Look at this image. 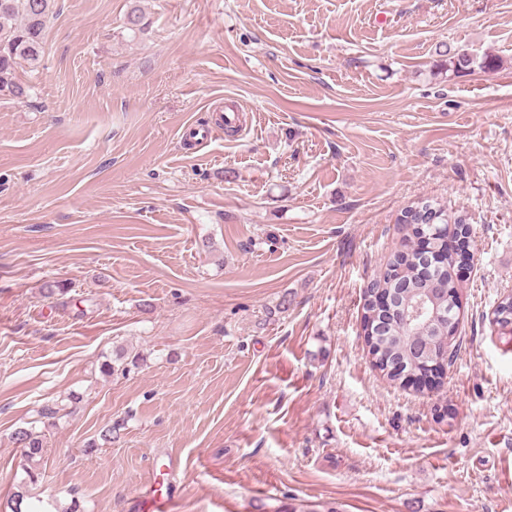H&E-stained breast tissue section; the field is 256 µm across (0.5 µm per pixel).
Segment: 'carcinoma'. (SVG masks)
<instances>
[{"label": "carcinoma", "instance_id": "obj_1", "mask_svg": "<svg viewBox=\"0 0 512 512\" xmlns=\"http://www.w3.org/2000/svg\"><path fill=\"white\" fill-rule=\"evenodd\" d=\"M55 13L56 0H0V96L17 100L28 98L30 86L18 79L17 68L23 63L37 68L45 50L47 22ZM474 64L471 56L462 59L453 53L448 57V70L456 74L470 71ZM428 209L435 210L434 223H448V209L429 198L407 207L398 223L409 231L419 224L422 212ZM422 268L423 262L410 246L395 254L363 292L364 328L379 322L385 325L384 333L374 337L370 345L372 365L388 381L400 386L407 385L408 376L425 369L433 358L441 355V343L448 339V328L433 323L414 335L398 315L376 305L370 290L388 288L396 294V306L409 307L418 296ZM433 274L439 277L442 287L448 289L445 299L448 308H454L463 288L462 282L455 279L449 265L436 267ZM492 323L500 336L512 339V295H506L498 302ZM15 440L26 448L28 459L43 456V438L34 428L18 430Z\"/></svg>", "mask_w": 512, "mask_h": 512}]
</instances>
